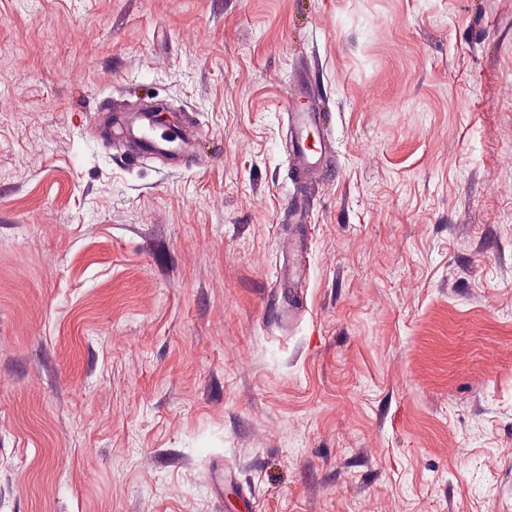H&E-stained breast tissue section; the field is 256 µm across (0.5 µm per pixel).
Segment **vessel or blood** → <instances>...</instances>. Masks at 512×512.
<instances>
[{
	"label": "vessel or blood",
	"instance_id": "1",
	"mask_svg": "<svg viewBox=\"0 0 512 512\" xmlns=\"http://www.w3.org/2000/svg\"><path fill=\"white\" fill-rule=\"evenodd\" d=\"M308 99V91L302 86L290 90L285 102L291 130V153L301 174L313 169L326 149L324 116L312 111ZM111 123L116 135L136 144V155L140 158L153 156L181 161L191 137L188 129L176 125L157 131L151 108L147 105L132 114L114 115Z\"/></svg>",
	"mask_w": 512,
	"mask_h": 512
}]
</instances>
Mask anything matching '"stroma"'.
Wrapping results in <instances>:
<instances>
[{"label": "stroma", "mask_w": 512, "mask_h": 512, "mask_svg": "<svg viewBox=\"0 0 512 512\" xmlns=\"http://www.w3.org/2000/svg\"><path fill=\"white\" fill-rule=\"evenodd\" d=\"M0 512H512V0H0ZM308 99L307 88L301 86L290 89L285 102L291 130V153L300 174L313 169L326 149L324 116L321 112L312 111ZM310 137L314 140V147L309 145ZM112 131L116 135L134 142L138 149L135 157L138 160L145 156L162 157L171 162L181 161L185 154L192 131L176 125L157 133L154 124L151 105H144L138 112L132 114L112 115Z\"/></svg>", "instance_id": "1"}]
</instances>
